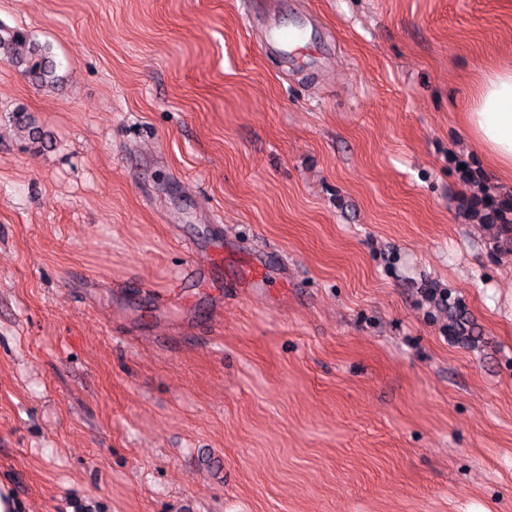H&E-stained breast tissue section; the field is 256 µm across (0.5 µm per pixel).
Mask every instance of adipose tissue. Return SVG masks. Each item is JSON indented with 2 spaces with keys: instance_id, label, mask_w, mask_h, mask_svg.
I'll list each match as a JSON object with an SVG mask.
<instances>
[{
  "instance_id": "obj_1",
  "label": "adipose tissue",
  "mask_w": 512,
  "mask_h": 512,
  "mask_svg": "<svg viewBox=\"0 0 512 512\" xmlns=\"http://www.w3.org/2000/svg\"><path fill=\"white\" fill-rule=\"evenodd\" d=\"M466 124L498 171H512V66L484 75Z\"/></svg>"
}]
</instances>
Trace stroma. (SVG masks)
Wrapping results in <instances>:
<instances>
[{
	"label": "stroma",
	"mask_w": 512,
	"mask_h": 512,
	"mask_svg": "<svg viewBox=\"0 0 512 512\" xmlns=\"http://www.w3.org/2000/svg\"><path fill=\"white\" fill-rule=\"evenodd\" d=\"M308 2L338 45L314 84L242 0H0L60 77L0 62L22 512H512V244L472 211L512 176L462 122L512 0ZM256 246L284 295L236 289ZM208 263L199 265L193 261L187 262L180 278L170 287L174 288L170 296L184 298L185 288L196 286L209 281L210 268L224 258V237L216 240L208 253Z\"/></svg>",
	"instance_id": "35a3bbf8"
}]
</instances>
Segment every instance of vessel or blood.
Masks as SVG:
<instances>
[{
  "mask_svg": "<svg viewBox=\"0 0 512 512\" xmlns=\"http://www.w3.org/2000/svg\"><path fill=\"white\" fill-rule=\"evenodd\" d=\"M245 20L258 30L257 43L263 55L279 59L289 71L305 70L314 75L325 73V66L335 52L334 38L318 19L292 0H243ZM224 256L223 240H216L208 253V262L199 265L187 262L174 283L172 295L182 298L186 289L209 280L211 265ZM264 250H254L251 261L243 269L241 287L268 285Z\"/></svg>",
  "mask_w": 512,
  "mask_h": 512,
  "instance_id": "1",
  "label": "vessel or blood"
}]
</instances>
